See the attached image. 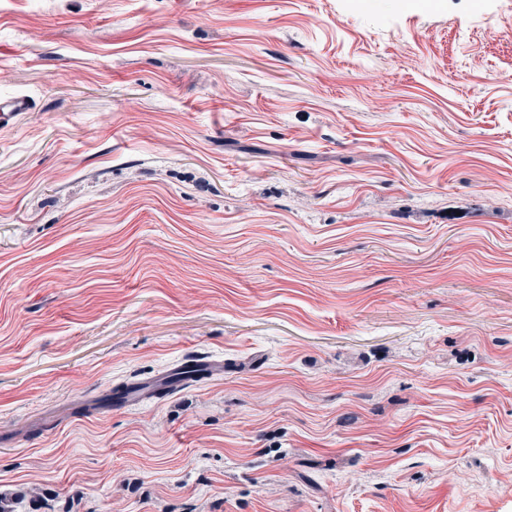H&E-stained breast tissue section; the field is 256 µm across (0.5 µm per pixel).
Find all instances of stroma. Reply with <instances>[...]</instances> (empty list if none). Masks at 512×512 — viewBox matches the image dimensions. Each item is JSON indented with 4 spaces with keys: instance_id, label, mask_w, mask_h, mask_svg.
Returning a JSON list of instances; mask_svg holds the SVG:
<instances>
[{
    "instance_id": "1",
    "label": "stroma",
    "mask_w": 512,
    "mask_h": 512,
    "mask_svg": "<svg viewBox=\"0 0 512 512\" xmlns=\"http://www.w3.org/2000/svg\"><path fill=\"white\" fill-rule=\"evenodd\" d=\"M14 94V512H512V0H0ZM187 368H198L203 372H208L213 375L224 372V363L223 361L208 360L204 358H188L184 362L176 364L170 368L165 373L168 375L162 379L159 378L165 374L153 379L137 380L128 383L121 399V404L118 407H121L123 404H136L142 398H144V396L148 395L156 387L161 385H165L164 388L168 391L183 387V385L192 380L191 377L186 378L183 376L185 374H182L184 371H186L184 369Z\"/></svg>"
}]
</instances>
